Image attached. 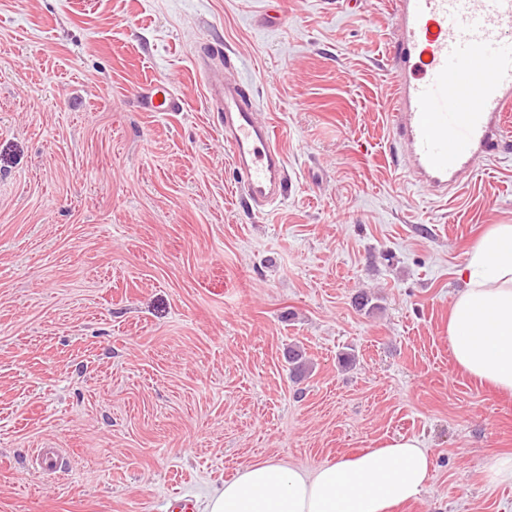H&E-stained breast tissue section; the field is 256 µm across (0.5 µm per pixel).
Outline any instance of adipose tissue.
I'll return each instance as SVG.
<instances>
[{
	"label": "adipose tissue",
	"instance_id": "obj_1",
	"mask_svg": "<svg viewBox=\"0 0 512 512\" xmlns=\"http://www.w3.org/2000/svg\"><path fill=\"white\" fill-rule=\"evenodd\" d=\"M463 289L448 316L455 367L512 395V224L490 225L468 253ZM433 461L418 439L379 447L305 471L277 461L241 469L203 512H394L425 491Z\"/></svg>",
	"mask_w": 512,
	"mask_h": 512
}]
</instances>
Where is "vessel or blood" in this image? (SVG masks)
I'll use <instances>...</instances> for the list:
<instances>
[{"instance_id":"vessel-or-blood-1","label":"vessel or blood","mask_w":512,"mask_h":512,"mask_svg":"<svg viewBox=\"0 0 512 512\" xmlns=\"http://www.w3.org/2000/svg\"><path fill=\"white\" fill-rule=\"evenodd\" d=\"M387 45L392 141L412 183L444 200L474 175L476 161L503 154L512 134V0H392ZM222 44L209 45L200 76L224 114V143L240 174L239 194L255 206L285 193L286 158L271 126L259 119ZM147 112H176L164 84L145 86Z\"/></svg>"}]
</instances>
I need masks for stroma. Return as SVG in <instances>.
Instances as JSON below:
<instances>
[{"label":"stroma","mask_w":512,"mask_h":512,"mask_svg":"<svg viewBox=\"0 0 512 512\" xmlns=\"http://www.w3.org/2000/svg\"><path fill=\"white\" fill-rule=\"evenodd\" d=\"M277 2L0 0V512H156L399 436L434 470L397 512H512L482 477L512 397L448 347L467 251L512 224V152L449 199L412 186L388 0ZM216 42L287 159L260 210L197 70ZM151 81L181 110L137 108Z\"/></svg>","instance_id":"obj_1"}]
</instances>
